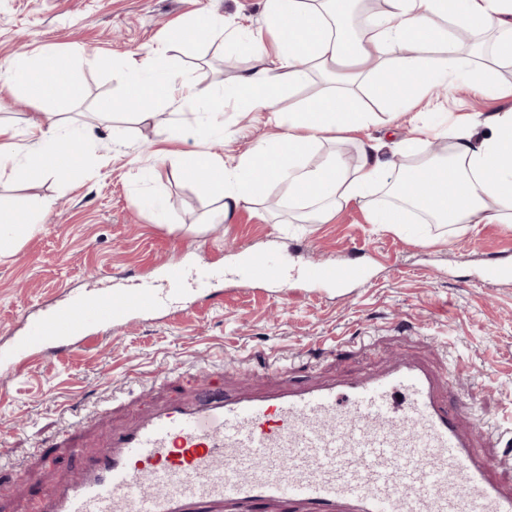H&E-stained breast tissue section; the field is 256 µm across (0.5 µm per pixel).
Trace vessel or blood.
<instances>
[{"instance_id": "vessel-or-blood-1", "label": "vessel or blood", "mask_w": 512, "mask_h": 512, "mask_svg": "<svg viewBox=\"0 0 512 512\" xmlns=\"http://www.w3.org/2000/svg\"><path fill=\"white\" fill-rule=\"evenodd\" d=\"M247 284L279 283L283 267L249 248L234 258ZM218 265L167 263L160 279L68 294L26 319L0 348V369L84 345L135 313L176 310L222 281ZM352 267L310 261L312 288H344ZM512 278L491 258L475 285ZM438 374L415 360L324 385L282 377L266 392L168 402L112 431L109 450L71 448L78 462L46 502L28 512H223L274 503L279 512H512V492L489 477L483 448L512 443V428L484 441L462 434L465 404L449 410Z\"/></svg>"}]
</instances>
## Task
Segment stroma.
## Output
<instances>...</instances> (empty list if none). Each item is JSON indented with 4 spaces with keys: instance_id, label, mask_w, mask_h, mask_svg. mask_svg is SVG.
Masks as SVG:
<instances>
[{
    "instance_id": "obj_1",
    "label": "stroma",
    "mask_w": 512,
    "mask_h": 512,
    "mask_svg": "<svg viewBox=\"0 0 512 512\" xmlns=\"http://www.w3.org/2000/svg\"><path fill=\"white\" fill-rule=\"evenodd\" d=\"M207 11L225 16L224 34L168 43L172 27ZM262 24L259 0H0V66L81 48L72 72L84 94L63 110L95 127L79 176L30 186L0 174V208L50 205L39 230L0 257V347L21 335L25 315L58 297L151 277L166 262L224 265L246 246L289 262L294 276L288 286L263 288L228 278L215 296H190L188 315L137 314L81 350L0 372V512H24L11 492L22 468L38 470L45 493L73 473L70 440L103 451L112 429L191 397L209 380L228 394L271 388L268 362L306 385L406 355L450 374L446 397L469 396V429L512 424V280L471 285L489 255L512 264V224H431L420 216L388 227L369 223L357 203L328 223H302L275 186L225 221L205 188L181 174L180 155L202 151L232 166L275 135L266 113H240L230 96L255 65L235 44V28ZM152 49L165 52L176 74L223 89V114L208 118L181 98L153 124L111 116L125 63ZM511 104L456 82L413 109L457 119ZM152 168L161 178L144 180ZM140 197L163 199L164 219L137 205ZM309 260L356 263L363 275L347 288H311L298 278ZM457 362L467 374L451 375Z\"/></svg>"
}]
</instances>
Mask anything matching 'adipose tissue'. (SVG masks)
<instances>
[{
	"instance_id": "adipose-tissue-1",
	"label": "adipose tissue",
	"mask_w": 512,
	"mask_h": 512,
	"mask_svg": "<svg viewBox=\"0 0 512 512\" xmlns=\"http://www.w3.org/2000/svg\"><path fill=\"white\" fill-rule=\"evenodd\" d=\"M351 0H262L266 29L243 28L240 45L256 58L253 70L240 76L232 95L240 111L266 112L277 135L241 155L233 167L209 155L181 157L187 179L202 181L218 202L223 216L257 203L266 186H281L288 206L301 221L325 223L352 202L365 203L379 187L388 188L393 204L369 213L373 224H405L410 210L436 224L512 223V107L489 115L442 126H416L398 145L407 154L427 156L425 165L397 175L386 156V144L370 137L380 124L377 113L359 108L355 89L369 81L371 96L386 105L390 118L413 106L441 85L464 80L498 94L491 69L477 70L454 53L447 26L494 34L493 55L512 61V0H386V8L370 22L368 32L349 39ZM402 51L396 63L384 57L386 45ZM320 72L326 92L294 108L276 110L278 99L302 88L312 72ZM9 87L21 88L34 103L75 101L82 89L72 77L70 56L45 52L14 59ZM194 96L207 114L224 110V93L201 89L175 77L163 53L152 51L125 73L123 98L143 103L142 122L151 123L175 102L177 92ZM27 133L34 141L23 162L13 160L17 130L0 124V172L12 170L20 179L39 183L46 178L83 170L85 146L94 131L47 112L31 121ZM340 133L360 134L356 165L343 154L327 153L318 163L312 151ZM451 141L453 154L438 156L436 140ZM41 219L36 209L0 210V255L26 241Z\"/></svg>"
}]
</instances>
